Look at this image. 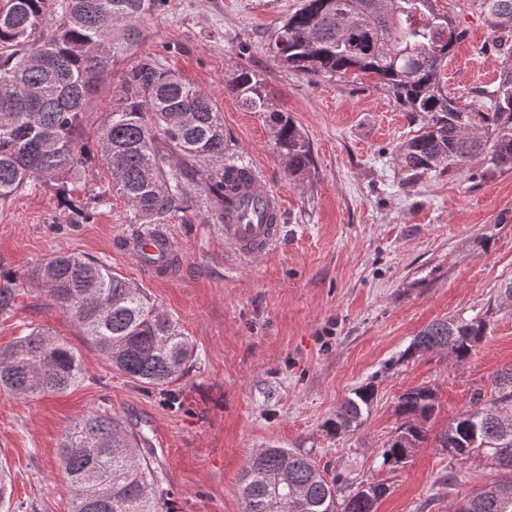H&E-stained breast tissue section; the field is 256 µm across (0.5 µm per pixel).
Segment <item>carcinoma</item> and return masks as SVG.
<instances>
[{
	"instance_id": "1",
	"label": "carcinoma",
	"mask_w": 512,
	"mask_h": 512,
	"mask_svg": "<svg viewBox=\"0 0 512 512\" xmlns=\"http://www.w3.org/2000/svg\"><path fill=\"white\" fill-rule=\"evenodd\" d=\"M158 0H4L0 6V204L39 181L76 208L72 184L79 170L100 161L111 190L124 199L133 224L168 223L171 214L207 198L211 217L237 204L250 180L244 166L224 164V116L213 97L153 60L126 62L142 37L145 15ZM438 0H302L271 35L273 58L302 73L343 77L371 74L410 118L425 121L400 146L398 159L413 176L461 164L486 152L512 170V44L503 48L498 85L479 110L450 97L439 74L461 32ZM490 26L512 34V0H478ZM125 62L112 103L92 139L82 118L102 75ZM224 90L247 112L262 113L274 148L294 179L311 165L310 146L288 115L269 99L260 75L241 68ZM180 160L171 167V158ZM47 296L121 374L177 400L171 386L196 363L195 345L177 321L100 261L57 254L28 273ZM15 288L0 285V316L14 306ZM485 319L433 322L403 352L446 350L462 361L484 334ZM83 378L75 351L34 329L0 350V390L17 398L61 392ZM375 398L374 385L354 390L326 423L335 433L355 431ZM432 389L398 396L402 423L383 448V464L399 465L428 439ZM443 449L488 454L509 474L467 499V512H512V423L492 410H466L438 437ZM149 441L108 410H94L64 434L59 456L73 494L72 512H160ZM342 475L326 477L307 455L262 448L240 479L242 512H374L387 493L367 483L338 498ZM9 471L0 461V505L10 503Z\"/></svg>"
}]
</instances>
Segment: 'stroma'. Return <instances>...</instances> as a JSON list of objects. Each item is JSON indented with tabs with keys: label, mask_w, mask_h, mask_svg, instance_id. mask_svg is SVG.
I'll use <instances>...</instances> for the list:
<instances>
[{
	"label": "stroma",
	"mask_w": 512,
	"mask_h": 512,
	"mask_svg": "<svg viewBox=\"0 0 512 512\" xmlns=\"http://www.w3.org/2000/svg\"><path fill=\"white\" fill-rule=\"evenodd\" d=\"M300 0H163L143 20L134 59H151L211 93L224 113L225 162L248 165L284 208L279 240L255 259L224 244L204 200L165 231L180 267L148 277L124 241L134 230L111 177L95 165L79 179L77 210L35 182L0 205V284L15 285L0 316V349L40 328L64 339L82 380L61 393L0 391V458L11 473L12 512H71L58 448L82 415L105 408L147 436L162 512H242L239 478L260 448L306 453L356 484L385 483L375 512H454L497 478L480 454L450 468L434 440L465 410L490 408L496 376L512 370V170L487 159L409 177L399 146L421 128L373 76L330 78L278 65L272 33ZM463 32L439 75L448 94L481 106L503 69L498 33L476 0H439ZM264 79L273 105L310 143L313 165L292 180L262 115L243 111L224 80L240 68ZM58 253L109 265L161 305L193 341L197 360L172 405L157 389L114 370L26 273ZM486 318L462 361L445 351L403 358L432 322ZM376 398L362 426L329 434L324 423L357 387ZM430 387L437 408L427 442L404 464L381 451L400 420L397 397ZM481 402H474V394Z\"/></svg>",
	"instance_id": "obj_1"
}]
</instances>
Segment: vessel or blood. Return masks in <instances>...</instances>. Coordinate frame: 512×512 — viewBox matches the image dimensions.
Masks as SVG:
<instances>
[{"mask_svg":"<svg viewBox=\"0 0 512 512\" xmlns=\"http://www.w3.org/2000/svg\"><path fill=\"white\" fill-rule=\"evenodd\" d=\"M278 207V196L261 179H252L245 188L243 215L230 213L224 217L225 242L243 256L260 255L276 242L280 234L279 225L268 221L269 213ZM128 249L134 254L155 257L156 262L150 265L149 270L152 275L158 276L164 272L157 262L158 257L170 256L175 246L167 233L150 231L131 237Z\"/></svg>","mask_w":512,"mask_h":512,"instance_id":"vessel-or-blood-1","label":"vessel or blood"}]
</instances>
